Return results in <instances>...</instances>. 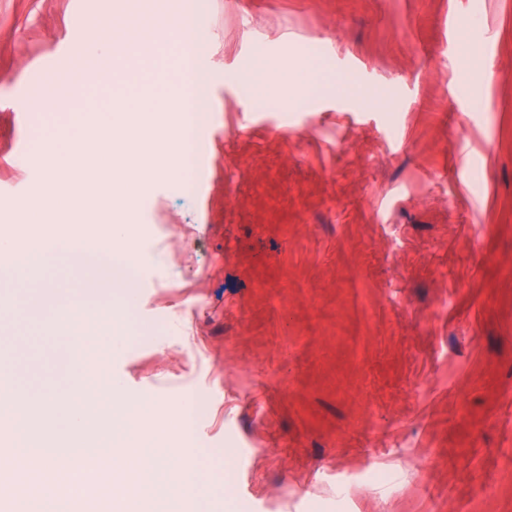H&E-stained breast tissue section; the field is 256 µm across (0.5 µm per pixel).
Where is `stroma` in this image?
Returning <instances> with one entry per match:
<instances>
[{
	"mask_svg": "<svg viewBox=\"0 0 512 512\" xmlns=\"http://www.w3.org/2000/svg\"><path fill=\"white\" fill-rule=\"evenodd\" d=\"M207 119L182 173L116 209L146 259L104 375L191 435L206 512H512V0H197ZM128 0H0V225L92 109L178 110L179 48L25 114L76 29ZM315 91L251 97L256 50ZM62 330L0 344L45 401Z\"/></svg>",
	"mask_w": 512,
	"mask_h": 512,
	"instance_id": "obj_1",
	"label": "stroma"
}]
</instances>
